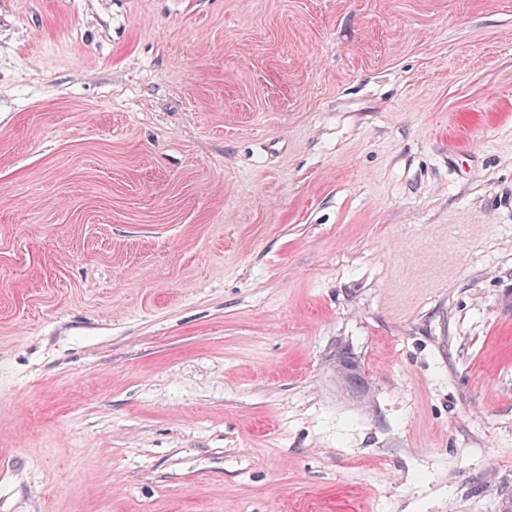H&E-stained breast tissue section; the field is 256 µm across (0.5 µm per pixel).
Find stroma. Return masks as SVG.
I'll return each mask as SVG.
<instances>
[{
	"label": "stroma",
	"mask_w": 512,
	"mask_h": 512,
	"mask_svg": "<svg viewBox=\"0 0 512 512\" xmlns=\"http://www.w3.org/2000/svg\"><path fill=\"white\" fill-rule=\"evenodd\" d=\"M0 512H512V0H0ZM352 358L342 348L336 349V378L353 393L365 396L367 393V380L360 367L352 366Z\"/></svg>",
	"instance_id": "35a3bbf8"
}]
</instances>
